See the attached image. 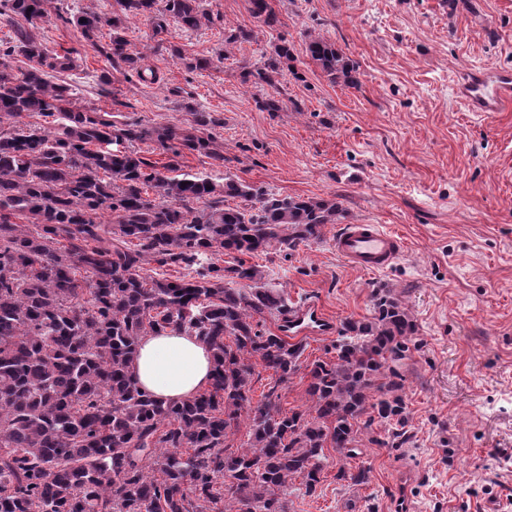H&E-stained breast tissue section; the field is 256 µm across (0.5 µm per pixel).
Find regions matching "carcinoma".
I'll list each match as a JSON object with an SVG mask.
<instances>
[{
	"instance_id": "cac0c4a2",
	"label": "carcinoma",
	"mask_w": 512,
	"mask_h": 512,
	"mask_svg": "<svg viewBox=\"0 0 512 512\" xmlns=\"http://www.w3.org/2000/svg\"><path fill=\"white\" fill-rule=\"evenodd\" d=\"M46 3L0 0V16L20 15L35 28L48 18ZM251 4L255 18L277 23L267 0ZM140 16L156 35L170 17L188 30L212 22L202 0H164L161 8L158 0H114L108 15L67 10L56 20L87 41L109 27L100 54L141 78L145 53L125 37L127 21ZM308 50L331 81L356 85L331 45L313 39ZM72 54L25 29L0 40V512H288V479L300 476L314 491L326 442L352 451L367 411L364 428L379 419L398 427L394 437L405 434L395 366L407 358L415 324L397 300L378 294L374 320L344 324L336 361L313 363L307 409L282 413L275 385L251 406V359L280 382L299 369L302 347L260 329L265 314L288 313L283 296L242 259L225 269L210 263L189 280L157 279L144 266L292 251L320 238L340 206L230 176L165 175L135 145L152 141L167 153L163 170H178L186 151L222 167L224 146L212 133L220 119L190 106L191 128L149 127L83 110L76 86L53 81L76 68ZM291 59L284 42L244 71L274 90L260 108H283ZM29 114L54 117V130L22 122ZM228 198L244 206L224 205ZM106 213L113 220H102ZM17 214L26 223L11 221ZM226 272L248 291L225 283ZM169 331L196 336L214 360L209 389L184 401L154 397L130 371L142 337ZM243 411L248 440L233 448L226 440Z\"/></svg>"
}]
</instances>
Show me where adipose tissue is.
Returning a JSON list of instances; mask_svg holds the SVG:
<instances>
[{
	"label": "adipose tissue",
	"instance_id": "obj_1",
	"mask_svg": "<svg viewBox=\"0 0 512 512\" xmlns=\"http://www.w3.org/2000/svg\"><path fill=\"white\" fill-rule=\"evenodd\" d=\"M130 369L142 389L175 401L197 394L214 373L208 348L184 332L144 336Z\"/></svg>",
	"mask_w": 512,
	"mask_h": 512
}]
</instances>
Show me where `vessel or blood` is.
I'll return each instance as SVG.
<instances>
[{
	"instance_id": "obj_1",
	"label": "vessel or blood",
	"mask_w": 512,
	"mask_h": 512,
	"mask_svg": "<svg viewBox=\"0 0 512 512\" xmlns=\"http://www.w3.org/2000/svg\"><path fill=\"white\" fill-rule=\"evenodd\" d=\"M457 93L472 112H496L512 102V70H472L457 86ZM405 246L403 238L394 232L382 230L376 224L345 225L333 242L338 256L351 266L377 272L390 269ZM288 334L307 336L328 330L329 322L320 307L306 302L289 308Z\"/></svg>"
}]
</instances>
